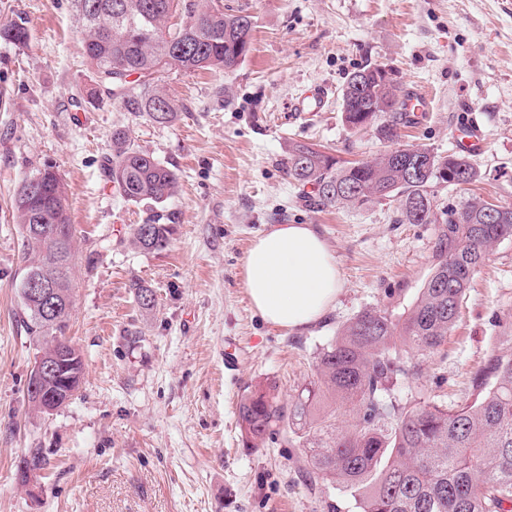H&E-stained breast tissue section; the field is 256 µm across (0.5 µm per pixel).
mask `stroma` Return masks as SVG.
<instances>
[{"instance_id":"1","label":"stroma","mask_w":512,"mask_h":512,"mask_svg":"<svg viewBox=\"0 0 512 512\" xmlns=\"http://www.w3.org/2000/svg\"><path fill=\"white\" fill-rule=\"evenodd\" d=\"M223 3L255 17L244 62L227 74L164 73L181 111L159 125L88 103L94 75L74 0H0V26L21 22L30 34L20 47L0 39V512H358L340 487L305 481L292 434L254 449L237 425L247 386L271 380L294 401L322 345L360 312L405 317L434 264L438 224L397 223L392 203L317 208L285 171L295 143L344 161L386 150L342 121L354 71L385 65L402 91L425 95V117L402 144L453 152L480 119V178L436 186L435 210L475 196L512 205V0ZM318 85L329 89L323 110L293 111ZM118 129L178 174L162 251L131 245V228L152 213L105 177ZM46 168L62 177L77 229L69 334L84 361L76 396L50 414L28 404L35 347L21 326L24 246L11 209L21 181ZM276 224L315 225L344 279L332 311L302 332L265 322L243 285L245 254ZM137 282L154 290L153 309L139 306ZM511 323L512 238L492 249L447 342L395 397L464 403ZM31 448L48 464L25 486Z\"/></svg>"}]
</instances>
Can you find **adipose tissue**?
<instances>
[{"instance_id": "obj_1", "label": "adipose tissue", "mask_w": 512, "mask_h": 512, "mask_svg": "<svg viewBox=\"0 0 512 512\" xmlns=\"http://www.w3.org/2000/svg\"><path fill=\"white\" fill-rule=\"evenodd\" d=\"M243 281L261 318L291 331L327 314L344 285L335 256L310 224H277L259 236L244 258Z\"/></svg>"}]
</instances>
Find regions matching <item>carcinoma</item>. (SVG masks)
Here are the masks:
<instances>
[{
    "mask_svg": "<svg viewBox=\"0 0 512 512\" xmlns=\"http://www.w3.org/2000/svg\"><path fill=\"white\" fill-rule=\"evenodd\" d=\"M84 55L95 76L90 102L105 97L130 114L160 125L173 122L180 106L161 85L172 69L234 71L245 59L255 16L224 10L220 0H76ZM0 37L27 43L22 23ZM136 79L129 80V77ZM399 89L378 75V64L350 75L342 93V118L365 123L377 137L395 142L412 120L400 111ZM288 177L314 193L322 207L362 209L397 203L400 224H427L434 216L432 187L467 185L478 169L460 154H438L409 145L371 159L342 162L308 144H294ZM105 176L127 201L153 210L175 193L177 173L136 147L126 132H112V160ZM12 219L26 247L23 276L52 285L49 299H21L22 326L36 350L83 363L67 336L73 308L74 244L66 186L45 169L25 178L12 202ZM435 264L410 312L400 320L387 309L367 310L345 324L317 357L316 378L296 400L280 402L272 382L246 389L238 405V428L248 448H264L292 432L304 449L310 485H338L359 512H512V352H490L471 377L466 402L448 410L433 402L401 404L391 396L400 377L418 374L415 358L443 345L455 325L459 303L494 244L512 238V206L471 198L440 216ZM172 225L155 221L131 229L133 245L161 251ZM141 308L155 306L153 290L133 285ZM352 405L356 424L336 431V420L317 414L325 399Z\"/></svg>",
    "mask_w": 512,
    "mask_h": 512,
    "instance_id": "cac0c4a2",
    "label": "carcinoma"
}]
</instances>
